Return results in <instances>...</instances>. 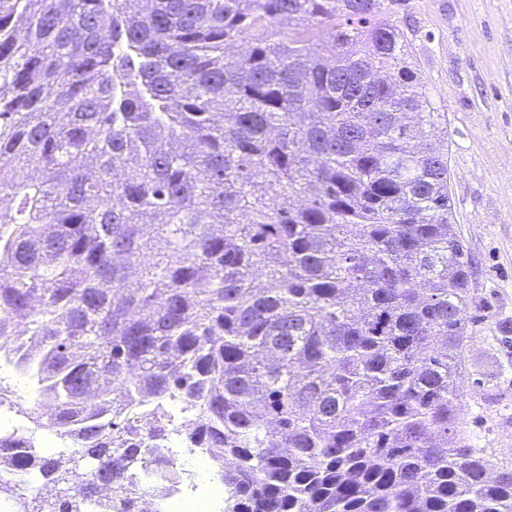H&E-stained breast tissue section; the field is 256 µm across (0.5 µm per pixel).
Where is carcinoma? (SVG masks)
I'll return each mask as SVG.
<instances>
[{"label": "carcinoma", "instance_id": "obj_1", "mask_svg": "<svg viewBox=\"0 0 512 512\" xmlns=\"http://www.w3.org/2000/svg\"><path fill=\"white\" fill-rule=\"evenodd\" d=\"M404 2L0 0V502L160 512L176 431L224 512H512Z\"/></svg>", "mask_w": 512, "mask_h": 512}]
</instances>
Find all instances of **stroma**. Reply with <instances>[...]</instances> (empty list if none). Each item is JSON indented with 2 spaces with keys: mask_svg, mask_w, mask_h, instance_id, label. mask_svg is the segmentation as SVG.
Masks as SVG:
<instances>
[{
  "mask_svg": "<svg viewBox=\"0 0 512 512\" xmlns=\"http://www.w3.org/2000/svg\"><path fill=\"white\" fill-rule=\"evenodd\" d=\"M448 115L453 231L472 261L459 417L474 447L512 458V0H406L395 15Z\"/></svg>",
  "mask_w": 512,
  "mask_h": 512,
  "instance_id": "stroma-1",
  "label": "stroma"
}]
</instances>
